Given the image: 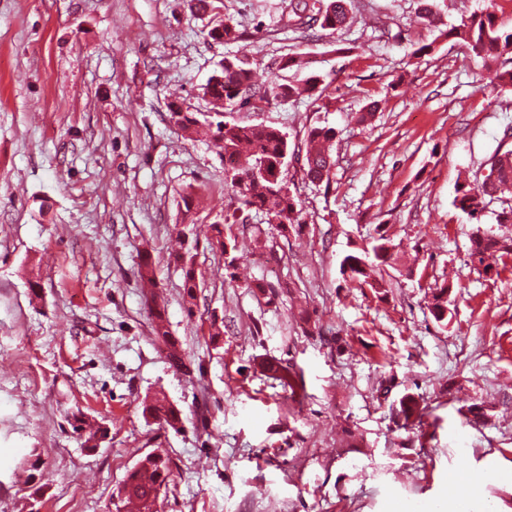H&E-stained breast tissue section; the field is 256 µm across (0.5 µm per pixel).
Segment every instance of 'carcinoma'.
<instances>
[{
	"label": "carcinoma",
	"instance_id": "cac0c4a2",
	"mask_svg": "<svg viewBox=\"0 0 512 512\" xmlns=\"http://www.w3.org/2000/svg\"><path fill=\"white\" fill-rule=\"evenodd\" d=\"M215 0H196V7L215 12L212 25L207 31L211 41H235L239 33L232 20L221 17ZM361 6L359 0H282L280 22L283 28L305 39L315 27L323 30L341 29L353 19V13ZM440 36L466 47L484 61H493L503 55H512V24L505 23L497 14V0H487L486 6L478 13L451 24ZM301 66L299 57L287 54L271 68L267 79L254 81L250 63L236 58L219 63L206 84L205 94L211 96L219 106L228 103L240 109L254 112L272 100L297 99L304 96L320 97L324 91L325 78L311 74L299 83L285 82L280 75L283 70ZM169 119L182 131L191 134L200 123L216 127L215 135L224 150V174L239 196L242 206L269 214L276 219L275 227L281 231L300 221L299 200L290 195L284 173L288 159L300 158L303 178L313 184L330 185V174L336 164L331 147L336 132L331 127L314 126L308 129L305 154L290 150L288 137L280 129L266 124H231L214 122L208 118L199 121L197 113L187 112L183 116L169 113ZM489 171L476 186L464 182L457 186L453 204L465 212L475 224L482 223L484 212L493 203L499 204L494 212L498 224H512V197L505 193L512 190V150L497 149L488 158ZM392 244L382 228H377L371 250L350 253L340 262V273L344 281L360 287L380 288L382 284L370 280L374 256L383 264L389 263ZM497 253L500 257L512 256V235H497L492 232L475 233L468 257L470 261L484 263L485 256ZM193 259L191 249L177 256L184 263L183 288L187 296H193L199 287L195 269L190 266ZM447 284L439 285L434 291L431 314L440 324L448 322ZM150 312L157 340L168 350V357L175 367L183 365V358L177 340L170 336L166 327L165 309L157 300L151 301ZM143 413L149 415L161 426L171 429L182 421V411L157 398L144 406ZM399 414L405 425L423 424V409L411 396L405 395L399 401ZM73 430L82 440V446L95 449L96 441L105 435L99 425L85 423L80 413H71ZM171 478L169 460L161 453H150L139 460L128 473L123 485L116 488L111 498L121 503H133L139 512H152L160 496L166 493Z\"/></svg>",
	"mask_w": 512,
	"mask_h": 512
}]
</instances>
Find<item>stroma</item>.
<instances>
[{
    "label": "stroma",
    "instance_id": "obj_1",
    "mask_svg": "<svg viewBox=\"0 0 512 512\" xmlns=\"http://www.w3.org/2000/svg\"><path fill=\"white\" fill-rule=\"evenodd\" d=\"M365 2L300 42L281 0H222L242 36L217 44L188 0H0V512H107L153 451L173 471L160 512H422L455 471L476 474L478 512H512V258L470 264L473 224L453 205L498 143L512 149V89L439 36L484 0H436L430 28L420 0ZM295 48L326 78L320 99L223 116L296 145L335 128L330 186L288 170L303 221L283 234L167 103L211 111L218 62L248 57L263 78ZM379 225L382 288L345 282L342 257ZM188 229L192 300L174 258ZM444 282L442 326L429 305ZM152 295L184 368L155 336ZM406 394L423 425L397 426ZM158 396L179 430L144 418ZM76 408L109 428L95 451L66 421Z\"/></svg>",
    "mask_w": 512,
    "mask_h": 512
}]
</instances>
